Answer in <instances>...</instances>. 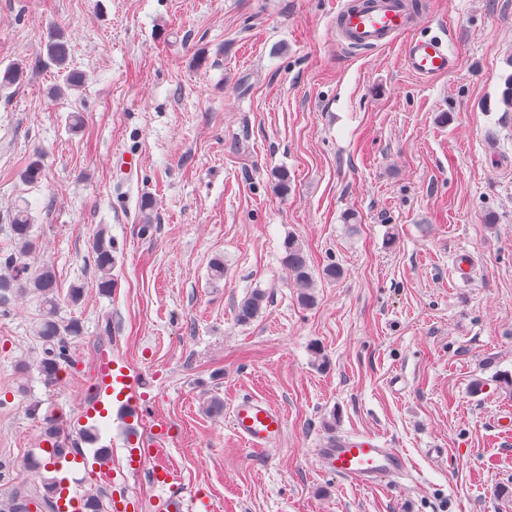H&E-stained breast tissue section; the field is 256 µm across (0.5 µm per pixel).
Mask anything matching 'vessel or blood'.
I'll return each mask as SVG.
<instances>
[{
    "label": "vessel or blood",
    "mask_w": 512,
    "mask_h": 512,
    "mask_svg": "<svg viewBox=\"0 0 512 512\" xmlns=\"http://www.w3.org/2000/svg\"><path fill=\"white\" fill-rule=\"evenodd\" d=\"M414 24L406 0H342L336 13L338 34L363 47L387 44ZM404 58L408 70L422 78L446 74L455 63L451 41L438 36L408 40ZM231 422L239 439L254 450L270 447L285 429L283 413L259 396L237 400L231 409ZM317 461L324 472L361 488L378 485L407 470L406 459L399 451L372 436L337 438L335 447L319 449ZM154 504L157 512H200L198 501L179 495L156 497Z\"/></svg>",
    "instance_id": "obj_1"
}]
</instances>
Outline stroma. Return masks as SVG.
<instances>
[{
    "label": "stroma",
    "instance_id": "1",
    "mask_svg": "<svg viewBox=\"0 0 512 512\" xmlns=\"http://www.w3.org/2000/svg\"><path fill=\"white\" fill-rule=\"evenodd\" d=\"M340 2L0 0V74L23 70L0 87V252L27 209L28 261L54 267L60 316L83 328L48 385L18 374L41 356L37 297L0 316V459L15 464L0 496L34 486L22 462L44 436L25 409L39 402L81 455L111 448L98 479L64 469L75 505L98 487L112 512H153L144 477L161 447L167 492L212 512H512L498 384L512 374V0H416L419 32L454 41V67L432 78L407 70L405 38L341 41ZM55 29L63 70L45 50ZM125 153L141 158L128 174ZM102 227L117 246L108 295L92 259ZM291 235L313 270L345 271L317 280L309 307L282 263ZM256 290L262 313L239 323ZM107 362L131 386L99 399ZM247 394L286 418L262 451L229 423ZM131 397L143 414L128 422L113 402ZM99 402L109 418L90 444L77 427ZM365 434L400 450L408 476L358 488L321 472L327 436Z\"/></svg>",
    "mask_w": 512,
    "mask_h": 512
}]
</instances>
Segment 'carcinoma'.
Wrapping results in <instances>:
<instances>
[{
	"label": "carcinoma",
	"instance_id": "1",
	"mask_svg": "<svg viewBox=\"0 0 512 512\" xmlns=\"http://www.w3.org/2000/svg\"><path fill=\"white\" fill-rule=\"evenodd\" d=\"M48 59L64 68L68 64L69 52L63 37L54 35L47 42ZM33 225L30 224L27 211L19 209L12 217L9 230L16 245V252L0 254V311L6 312L9 305V295L25 293L29 290L37 293L42 302V314L34 326V335L42 342V357L36 362L43 382L47 385L58 379L62 366L72 363L71 350L76 339L82 335L81 325L72 320L64 322L58 318V302L56 297L57 280L54 269L49 265L33 268L23 261L24 256L33 248ZM93 265L96 273V286L103 294L112 292L115 279L112 269L116 264V248L112 238L100 231L94 239ZM282 262L293 275L298 299L301 304L308 306L314 303L313 288L315 278L309 257L303 245L293 236L283 242ZM265 295L255 291L246 297L237 308L236 318L240 323L247 324L257 318L263 310ZM45 433L50 448L49 458L42 460L36 454H30L24 468L40 478L42 490L30 494L14 492L13 495L1 499L0 512H32V509L48 507L54 512L58 510L56 498L61 496L59 484L53 478L45 476L53 460L70 453L67 448L69 435L63 425L53 415L44 416Z\"/></svg>",
	"mask_w": 512,
	"mask_h": 512
}]
</instances>
